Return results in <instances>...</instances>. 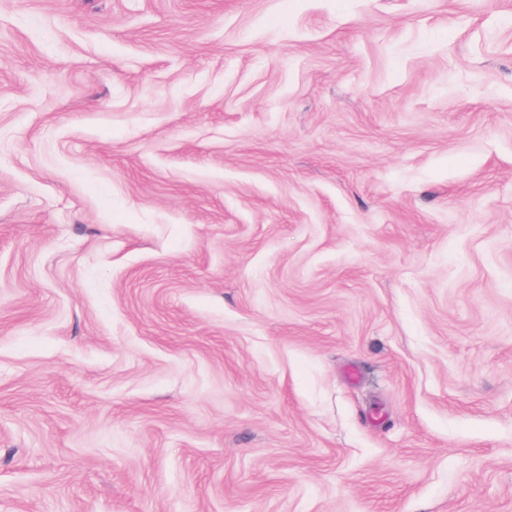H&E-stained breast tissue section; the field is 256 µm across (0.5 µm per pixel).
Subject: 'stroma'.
Masks as SVG:
<instances>
[{
  "label": "stroma",
  "mask_w": 512,
  "mask_h": 512,
  "mask_svg": "<svg viewBox=\"0 0 512 512\" xmlns=\"http://www.w3.org/2000/svg\"><path fill=\"white\" fill-rule=\"evenodd\" d=\"M0 512H512V0H0Z\"/></svg>",
  "instance_id": "obj_1"
}]
</instances>
